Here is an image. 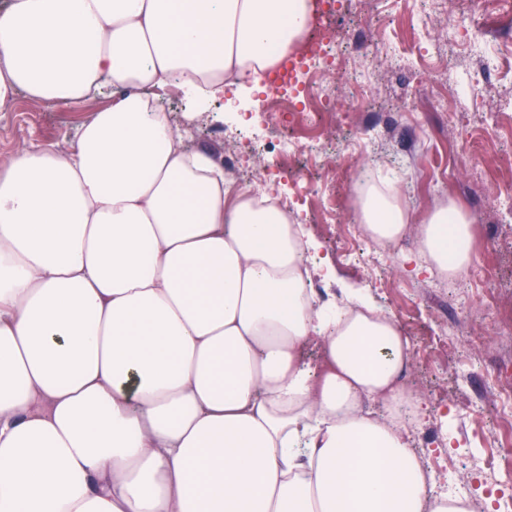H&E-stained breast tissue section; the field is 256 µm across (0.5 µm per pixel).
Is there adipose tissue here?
<instances>
[{
	"instance_id": "obj_1",
	"label": "adipose tissue",
	"mask_w": 512,
	"mask_h": 512,
	"mask_svg": "<svg viewBox=\"0 0 512 512\" xmlns=\"http://www.w3.org/2000/svg\"><path fill=\"white\" fill-rule=\"evenodd\" d=\"M307 0H8L0 110L80 109L68 155L0 165V512H468L434 493L400 425L412 344L360 291L318 302L315 243L255 205L193 115L257 80L302 32ZM366 233L415 232L417 268L473 261L439 209L417 226L367 194ZM319 341L317 363L303 351ZM388 405L376 418L365 404Z\"/></svg>"
}]
</instances>
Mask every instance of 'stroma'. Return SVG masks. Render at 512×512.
Instances as JSON below:
<instances>
[{
  "instance_id": "obj_1",
  "label": "stroma",
  "mask_w": 512,
  "mask_h": 512,
  "mask_svg": "<svg viewBox=\"0 0 512 512\" xmlns=\"http://www.w3.org/2000/svg\"><path fill=\"white\" fill-rule=\"evenodd\" d=\"M502 5L503 0H353L334 26L343 43L364 29L366 44L352 68L365 76L373 98L361 105L342 94L320 166L303 156L291 161L294 172L304 173L314 188L312 205L300 211L299 221L317 244L318 258L332 270L331 278L320 282L322 297L361 289L374 305L393 314L412 342L404 383L415 387L428 409L419 427L440 424L454 435L457 452L448 477L456 481L466 478L473 458L488 456L512 439V218L490 221L496 196L512 191L506 169L512 160V129L494 123L496 112L512 107V72L500 70L487 85L473 67L479 57L511 56L512 32L477 44L463 38L434 58L444 101L438 110L426 98L415 97L413 87L401 85L393 73L376 71L372 58L388 47L401 55L402 66H412L415 58L407 52L411 33L431 40L441 33L432 16L446 18L452 27L471 14L480 24ZM224 94L235 97V111L199 114L193 140L219 159L225 126L264 120L255 94H242L232 83ZM98 106L94 100L75 112L19 98L0 111V164L37 144L69 153L80 121ZM357 140L368 142L377 169L366 176V184L393 186L414 222L448 203L472 225L477 250L462 287L448 291L439 288L438 276L402 269V255L417 248L412 235L394 244L388 264H342L338 250L345 218L336 217L327 232L315 213L323 207L331 172L351 174L360 165L358 154L346 148Z\"/></svg>"
}]
</instances>
